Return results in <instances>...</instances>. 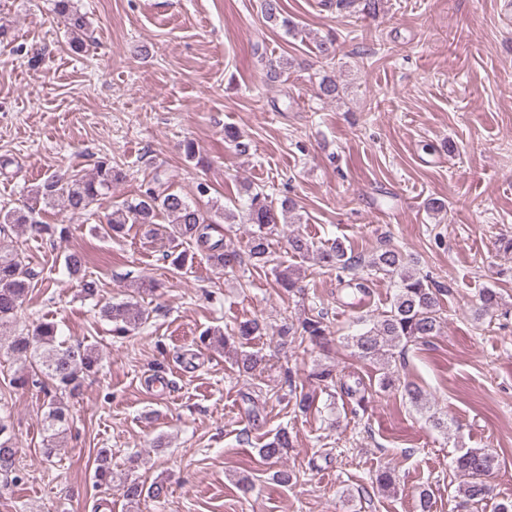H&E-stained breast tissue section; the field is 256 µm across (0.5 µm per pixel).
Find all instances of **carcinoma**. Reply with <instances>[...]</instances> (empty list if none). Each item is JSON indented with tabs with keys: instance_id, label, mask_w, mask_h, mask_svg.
Returning a JSON list of instances; mask_svg holds the SVG:
<instances>
[{
	"instance_id": "carcinoma-1",
	"label": "carcinoma",
	"mask_w": 512,
	"mask_h": 512,
	"mask_svg": "<svg viewBox=\"0 0 512 512\" xmlns=\"http://www.w3.org/2000/svg\"><path fill=\"white\" fill-rule=\"evenodd\" d=\"M262 11L267 22L287 32L295 30L296 23L284 16L280 0H263ZM57 13L64 25L71 30H82L85 17L70 9L69 0H57ZM125 178L122 168L109 159L97 163L94 172L70 177L53 175L37 186L35 195L46 203L59 202L71 213H82L91 208L102 196L112 191V186ZM248 223L252 229L244 251L231 250L224 244V223L235 218L230 209L214 206L205 211L188 197L170 190L158 177L154 184L140 194L124 199L112 213L106 216V233L118 236L126 232L127 225L139 224L156 233L158 220L166 223L165 236L177 245L197 247L205 253L207 261L216 268L234 267L247 260L260 268L271 267L277 285L288 291L298 284L296 274L274 263L271 239L281 224L290 223L293 205L289 201L275 207L261 193L248 197ZM17 226L28 228L31 234L52 243L69 239L70 227L65 224H45L22 209L0 212V235ZM289 250L299 256H316L317 263L327 269L348 272L358 264L375 272H381L393 279L395 292L390 310L372 326L362 328L348 339L354 354L361 359L376 363L382 370L380 388H400L405 399L420 410L427 408L423 390L413 382L396 383L389 366L396 360V349L408 342L425 340L440 330L439 307L440 286L421 275L411 260L400 251L385 248L364 262L349 255L342 242L336 240L324 247H317L303 235L288 237ZM65 266L70 276L79 280L82 292L93 297L97 295V284L83 275L85 258L79 251H72L65 257ZM32 271L22 263L18 254L0 249V335L8 337L7 354L23 364V372L12 380L17 386H27L30 376H41L43 390L49 398L48 410L43 421L45 448L48 457L55 452L56 440L71 430L72 420L63 396L75 394L87 376L99 365L96 347L77 342L59 340L58 326L46 321L37 325L34 332H19L15 328L18 311L22 308L30 290ZM99 316L113 324V332L120 336L136 333L150 318V311L132 301L107 302L98 311ZM261 334V323L257 319L239 323L229 332L219 328L204 331L203 337L212 336L221 349H233L236 364L244 373L255 371L265 360L259 350H250L252 336ZM290 446L285 430L277 432L273 439L260 449L261 455L272 460L278 458ZM22 453L21 445L10 420L0 415V481L3 484L20 480L18 463ZM111 450L99 451L98 463L94 470V484L105 490L112 489ZM453 468L467 477L459 488V495L465 504H479L491 498L487 483L499 466L498 455L488 448L462 450L452 461ZM124 499L129 504H138L148 497L159 501L166 498L168 487L164 481H155L150 486L125 478L121 483Z\"/></svg>"
}]
</instances>
